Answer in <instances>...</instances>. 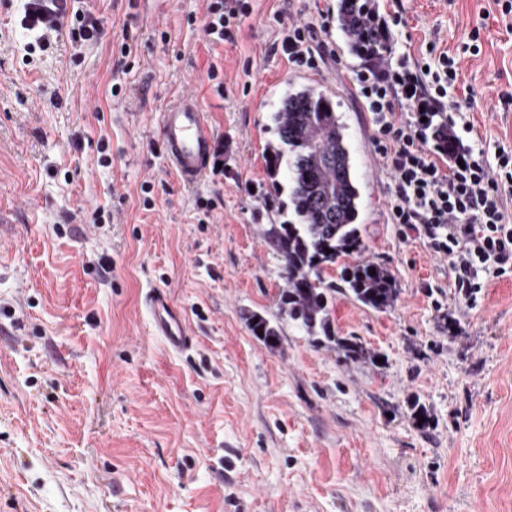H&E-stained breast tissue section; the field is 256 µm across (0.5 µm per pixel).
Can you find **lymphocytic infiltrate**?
Segmentation results:
<instances>
[{
	"instance_id": "obj_1",
	"label": "lymphocytic infiltrate",
	"mask_w": 512,
	"mask_h": 512,
	"mask_svg": "<svg viewBox=\"0 0 512 512\" xmlns=\"http://www.w3.org/2000/svg\"><path fill=\"white\" fill-rule=\"evenodd\" d=\"M250 14L248 0H205L202 31L208 43L234 42ZM281 49L289 62L315 67L324 53L313 28L276 14ZM21 25L27 51L51 46L61 29L72 44L97 42L102 27L81 0H26ZM461 57L429 46L425 56H399L381 68L354 74L352 82L375 127V143L393 177L388 207L392 223L424 235L436 252L453 257L455 286L464 300L484 283L480 272L512 265V223L503 209L512 193V151L464 145L471 133L467 106L457 93Z\"/></svg>"
}]
</instances>
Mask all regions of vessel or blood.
Here are the masks:
<instances>
[{"instance_id":"obj_1","label":"vessel or blood","mask_w":512,"mask_h":512,"mask_svg":"<svg viewBox=\"0 0 512 512\" xmlns=\"http://www.w3.org/2000/svg\"><path fill=\"white\" fill-rule=\"evenodd\" d=\"M159 141L168 165L185 184L192 185L210 171L215 132L198 96L184 92L172 98L159 114ZM146 306L155 333L174 351L192 342V333L167 292L151 289Z\"/></svg>"}]
</instances>
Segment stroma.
Listing matches in <instances>:
<instances>
[{"label": "stroma", "instance_id": "stroma-1", "mask_svg": "<svg viewBox=\"0 0 512 512\" xmlns=\"http://www.w3.org/2000/svg\"><path fill=\"white\" fill-rule=\"evenodd\" d=\"M338 0H250L235 43L210 47L204 0H89L104 36L26 54L21 0H0V512H512V269L465 303L452 260L388 221L391 174L374 150ZM311 22L326 50L298 68L274 16ZM143 24L121 57L131 16ZM393 49L454 51L471 137L512 149V17L493 0H403ZM224 58V91L206 71ZM121 85L112 94V85ZM330 96L360 192L365 260L399 290L385 311L337 294L344 361L278 317L283 263L263 231L264 149L291 89ZM185 91L224 144L221 173L183 185L158 115ZM167 290L195 336L154 335L147 292ZM280 322L276 347L245 315Z\"/></svg>", "mask_w": 512, "mask_h": 512}]
</instances>
